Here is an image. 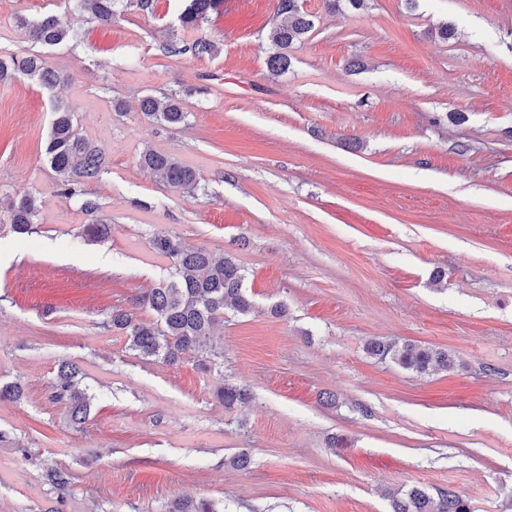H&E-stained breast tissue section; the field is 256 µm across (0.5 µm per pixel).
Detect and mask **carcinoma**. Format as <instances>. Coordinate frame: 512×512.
Here are the masks:
<instances>
[{"mask_svg": "<svg viewBox=\"0 0 512 512\" xmlns=\"http://www.w3.org/2000/svg\"><path fill=\"white\" fill-rule=\"evenodd\" d=\"M219 2L190 0L178 17L180 28L202 30V24ZM131 6L150 11L153 0H77V9L88 20L99 24L111 23ZM276 14L283 20L272 32L275 50L268 56L267 67L272 74L279 75L291 65L288 48L302 41L312 30L313 20L304 10L302 0H277ZM18 24L28 30L30 41L43 47L62 44L72 32L64 14L46 13L33 21L20 18ZM215 51V44L203 35L190 43L172 39L166 44V53L171 56L188 52L199 56ZM17 75L35 81L49 93L66 80L61 70L49 67L37 53L0 59V81ZM140 110L147 117L171 126L186 124L189 116L175 94L163 101L145 96L140 101ZM52 112L45 156L58 193L67 200L79 202L81 211L89 217L82 233L92 241H102L110 236L112 225L101 217L99 203L86 196L85 184L98 178L105 170L106 155L89 145L79 129L76 113L68 103L54 101ZM139 163L164 186L188 194L199 188L197 172L174 154L149 150L140 156ZM3 205L9 214L13 232L25 234L34 230L40 211L35 196L26 193L9 196ZM151 249L170 262L169 274L149 295L137 298L134 305H148L156 320L142 322L129 311L114 310L106 321L107 326L125 336L129 349L145 359L157 358L174 364L182 355L194 353L213 364L224 361V346L214 340L216 323L224 317V310L228 307L240 314L252 310V302L244 293L242 267L229 253L216 258L207 249L188 247L179 236L169 233L154 235ZM366 352L381 360L389 359L420 375L446 371L454 366V360L447 352L411 343L372 339L366 343ZM78 375L76 365L62 362L53 385V399L66 406L75 425L84 423L90 412L89 398L78 387ZM215 396L229 409L249 399L246 388L228 381L216 390ZM44 480L64 494L71 484V475L62 468L51 467L45 470ZM387 496L392 500L393 512H471L468 499L453 490H439L433 495L422 487L413 486L389 492ZM168 512L216 510L213 503L206 500L179 498Z\"/></svg>", "mask_w": 512, "mask_h": 512, "instance_id": "1", "label": "carcinoma"}]
</instances>
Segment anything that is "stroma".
Returning <instances> with one entry per match:
<instances>
[{
  "label": "stroma",
  "mask_w": 512,
  "mask_h": 512,
  "mask_svg": "<svg viewBox=\"0 0 512 512\" xmlns=\"http://www.w3.org/2000/svg\"><path fill=\"white\" fill-rule=\"evenodd\" d=\"M55 4L0 0V57L33 52L15 19ZM275 5L221 0L203 24L211 56L163 49L185 0L108 26L72 11L71 38L43 49L109 162L85 187L112 223L102 243L79 236L87 218L44 158L55 95L0 83V197L41 205L28 235L0 212V385L23 386L0 401V512H167L179 496L217 512H391L386 490L414 485L512 512V0H305L314 28L279 76ZM174 91L187 125L140 111ZM148 149L194 168L201 191L157 183ZM159 232L244 269L253 308L225 311L223 364L144 359L105 327L116 307L154 320L134 301L167 275ZM370 339L456 367L419 376L369 357ZM63 360L91 398L77 427L51 398ZM226 380L251 401L225 409ZM48 466L71 473L66 495Z\"/></svg>",
  "instance_id": "35a3bbf8"
}]
</instances>
